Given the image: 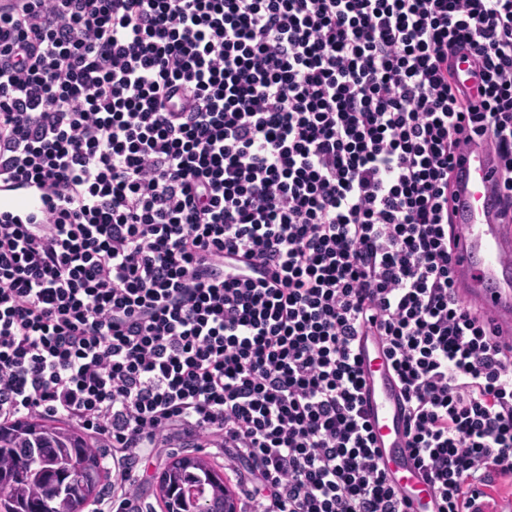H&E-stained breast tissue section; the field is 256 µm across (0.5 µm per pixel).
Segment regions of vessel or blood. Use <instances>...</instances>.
Segmentation results:
<instances>
[{
    "label": "vessel or blood",
    "mask_w": 512,
    "mask_h": 512,
    "mask_svg": "<svg viewBox=\"0 0 512 512\" xmlns=\"http://www.w3.org/2000/svg\"><path fill=\"white\" fill-rule=\"evenodd\" d=\"M495 164L484 152L469 150L455 186V221L463 233L453 261L458 291L465 303L481 308L492 327L512 334V226L496 218ZM43 205L32 190L0 195V211L19 220L40 213ZM365 387L363 407L376 440L379 463L395 474L405 493L420 487L417 469L406 448L400 393L383 367L379 337L361 339Z\"/></svg>",
    "instance_id": "b4317fda"
}]
</instances>
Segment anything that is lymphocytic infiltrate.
Returning <instances> with one entry per match:
<instances>
[{
	"instance_id": "1",
	"label": "lymphocytic infiltrate",
	"mask_w": 512,
	"mask_h": 512,
	"mask_svg": "<svg viewBox=\"0 0 512 512\" xmlns=\"http://www.w3.org/2000/svg\"><path fill=\"white\" fill-rule=\"evenodd\" d=\"M512 224V0H0V422L142 463L192 436L240 512H410L360 407L381 336L436 512L512 506V340L461 301L456 162ZM0 211L25 221L31 214L43 211L39 194L32 190L3 193L0 197Z\"/></svg>"
}]
</instances>
